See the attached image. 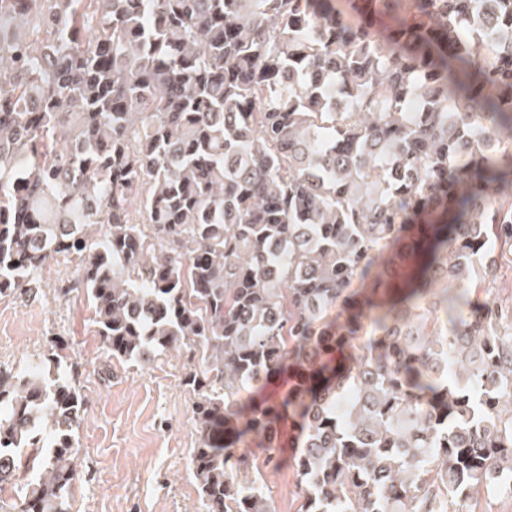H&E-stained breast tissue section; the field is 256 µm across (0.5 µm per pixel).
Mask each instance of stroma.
<instances>
[{
    "label": "stroma",
    "mask_w": 512,
    "mask_h": 512,
    "mask_svg": "<svg viewBox=\"0 0 512 512\" xmlns=\"http://www.w3.org/2000/svg\"><path fill=\"white\" fill-rule=\"evenodd\" d=\"M78 263L62 255L47 264L38 295H0V363L23 368L56 349L86 396L73 512H198L194 396L182 378L204 369L202 354L161 352L145 368L107 357L85 291L75 285ZM291 455L282 448L276 467L256 455L276 512L299 506Z\"/></svg>",
    "instance_id": "obj_1"
}]
</instances>
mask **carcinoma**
Segmentation results:
<instances>
[{"label": "carcinoma", "instance_id": "1", "mask_svg": "<svg viewBox=\"0 0 512 512\" xmlns=\"http://www.w3.org/2000/svg\"><path fill=\"white\" fill-rule=\"evenodd\" d=\"M512 0H0V294L196 347L201 512H457L512 477ZM0 364V491L72 512L85 404ZM288 390L259 399L275 377ZM494 256L497 259L499 270V280L494 292L497 294L499 299L503 302L510 301L512 299V288H506L508 285H512V255L509 253L505 255H498L496 252ZM280 448L281 462L278 468L272 464L265 465V454L263 448H250L257 458V465L261 473V482L272 498L276 512H296L300 501L295 495L296 478L294 470L289 466L290 457L294 448Z\"/></svg>", "mask_w": 512, "mask_h": 512}]
</instances>
